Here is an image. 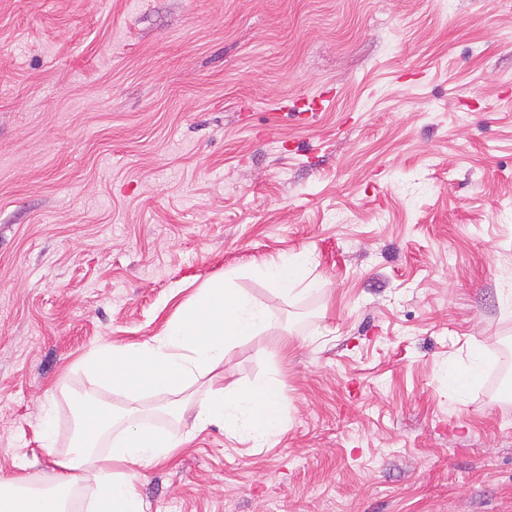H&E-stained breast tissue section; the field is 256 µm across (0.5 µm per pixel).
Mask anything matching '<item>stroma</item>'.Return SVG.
<instances>
[{
	"instance_id": "1",
	"label": "stroma",
	"mask_w": 512,
	"mask_h": 512,
	"mask_svg": "<svg viewBox=\"0 0 512 512\" xmlns=\"http://www.w3.org/2000/svg\"><path fill=\"white\" fill-rule=\"evenodd\" d=\"M302 256L307 293L254 272ZM229 271L279 329L215 383L277 373L287 427L191 434L194 385L146 512H512V393L468 373L512 342V5L0 0V477Z\"/></svg>"
}]
</instances>
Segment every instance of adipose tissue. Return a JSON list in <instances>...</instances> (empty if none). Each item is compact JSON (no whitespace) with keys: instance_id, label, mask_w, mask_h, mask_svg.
Returning <instances> with one entry per match:
<instances>
[{"instance_id":"1","label":"adipose tissue","mask_w":512,"mask_h":512,"mask_svg":"<svg viewBox=\"0 0 512 512\" xmlns=\"http://www.w3.org/2000/svg\"><path fill=\"white\" fill-rule=\"evenodd\" d=\"M305 268V263L283 260L265 264L257 273L288 295L310 290ZM276 324L262 300L222 275L181 303L152 341L105 345L87 355L85 369L110 392V399L73 400V442L66 454L55 456L51 483L37 485L25 475L0 479V512H69L70 493L81 483L96 488L88 512H145L134 482L137 469L171 459L179 447L170 433L142 423L145 397L174 396L166 411L181 417L179 394L223 367L241 341L271 332ZM286 424L282 384L271 374L244 388L213 389L198 407L192 429L220 425L261 448L281 435ZM107 439L112 449L104 454L99 447Z\"/></svg>"}]
</instances>
